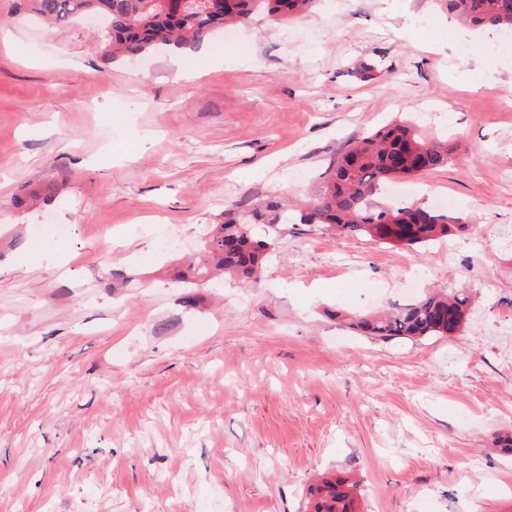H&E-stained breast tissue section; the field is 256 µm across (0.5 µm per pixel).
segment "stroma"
I'll return each instance as SVG.
<instances>
[{
    "label": "stroma",
    "mask_w": 512,
    "mask_h": 512,
    "mask_svg": "<svg viewBox=\"0 0 512 512\" xmlns=\"http://www.w3.org/2000/svg\"><path fill=\"white\" fill-rule=\"evenodd\" d=\"M457 28L444 0H321L252 18L242 52L218 33L108 60L99 16L49 27L0 0V512H308L328 473L357 512H512V57L460 54ZM393 120L454 160L375 205L438 191L471 231L259 226L256 284L169 278L225 210L310 191ZM33 187L47 201L16 208ZM155 220L182 250L159 255ZM434 288L471 300L454 336L347 324Z\"/></svg>",
    "instance_id": "35a3bbf8"
}]
</instances>
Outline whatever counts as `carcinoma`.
<instances>
[{"label": "carcinoma", "mask_w": 512, "mask_h": 512, "mask_svg": "<svg viewBox=\"0 0 512 512\" xmlns=\"http://www.w3.org/2000/svg\"><path fill=\"white\" fill-rule=\"evenodd\" d=\"M29 11L55 25H67L82 15H100L107 21L101 34L103 57H135L158 48L188 49L208 40L218 29L243 23L257 14L281 22L306 13L316 0H224V11L209 10V0H186L179 16L167 0H25ZM448 13L473 28L494 27L512 32V0H446ZM448 142L427 139L415 127L392 123L351 142L333 160L328 172L306 202L277 195L243 210L224 213V223L208 226L195 259L174 278L184 284L206 283L231 275L257 282L269 243L251 229L274 227L288 221L319 224L331 233L363 235L392 245L424 246L464 232L462 218L417 204L376 208L372 197L393 178L416 175L445 166L451 160ZM468 296L432 294L388 313L359 316L355 329L381 340L425 336H452L466 319ZM313 512H355L348 480H325L310 493Z\"/></svg>", "instance_id": "1"}]
</instances>
